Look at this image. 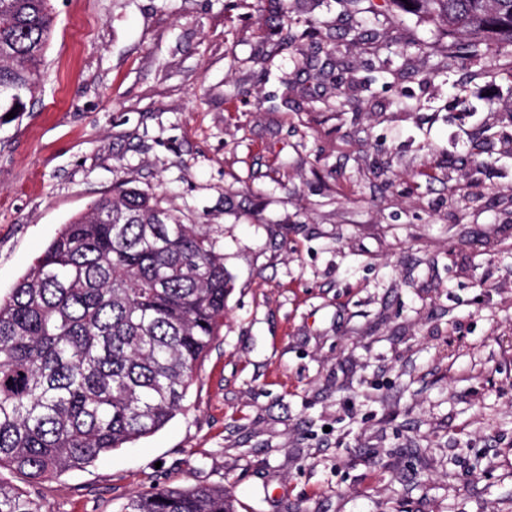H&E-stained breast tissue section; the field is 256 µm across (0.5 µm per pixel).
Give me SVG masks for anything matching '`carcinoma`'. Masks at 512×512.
<instances>
[{
  "label": "carcinoma",
  "mask_w": 512,
  "mask_h": 512,
  "mask_svg": "<svg viewBox=\"0 0 512 512\" xmlns=\"http://www.w3.org/2000/svg\"><path fill=\"white\" fill-rule=\"evenodd\" d=\"M50 0H0V112L44 81ZM440 24L442 69L496 52L512 77V0H389ZM303 35L328 57L316 23ZM224 255L199 224L124 186L78 213L0 298V470L32 481L79 470L152 435L183 409L224 324ZM0 512H42L0 478ZM121 512H234L222 488L133 494Z\"/></svg>",
  "instance_id": "1"
}]
</instances>
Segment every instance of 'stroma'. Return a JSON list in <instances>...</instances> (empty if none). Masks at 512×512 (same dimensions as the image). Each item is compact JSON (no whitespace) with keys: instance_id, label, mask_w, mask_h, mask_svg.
<instances>
[{"instance_id":"35a3bbf8","label":"stroma","mask_w":512,"mask_h":512,"mask_svg":"<svg viewBox=\"0 0 512 512\" xmlns=\"http://www.w3.org/2000/svg\"><path fill=\"white\" fill-rule=\"evenodd\" d=\"M51 5L42 90L0 122V295L126 182L202 225L227 292L184 411L84 469L12 482L43 512H119L178 484L224 487L235 512H512L496 56L447 75L436 26L388 0ZM284 5L335 57L296 40L262 71Z\"/></svg>"}]
</instances>
